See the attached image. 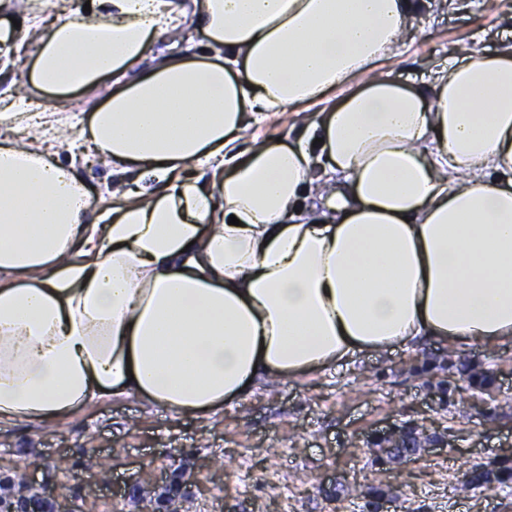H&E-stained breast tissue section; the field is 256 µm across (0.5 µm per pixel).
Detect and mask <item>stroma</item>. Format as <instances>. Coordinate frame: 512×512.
Masks as SVG:
<instances>
[{
  "instance_id": "35a3bbf8",
  "label": "stroma",
  "mask_w": 512,
  "mask_h": 512,
  "mask_svg": "<svg viewBox=\"0 0 512 512\" xmlns=\"http://www.w3.org/2000/svg\"><path fill=\"white\" fill-rule=\"evenodd\" d=\"M465 3L412 19L382 72L424 88L449 57L504 48L512 0ZM58 159L96 203L121 186L73 152ZM408 429L417 454L380 463ZM500 463L512 466L511 342L357 352L208 417L107 397L47 424L0 425V487L50 492L67 512H512V485H462L474 465Z\"/></svg>"
}]
</instances>
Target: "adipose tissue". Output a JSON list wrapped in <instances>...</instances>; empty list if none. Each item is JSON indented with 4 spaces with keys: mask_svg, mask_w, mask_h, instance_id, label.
Returning <instances> with one entry per match:
<instances>
[{
    "mask_svg": "<svg viewBox=\"0 0 512 512\" xmlns=\"http://www.w3.org/2000/svg\"><path fill=\"white\" fill-rule=\"evenodd\" d=\"M94 2L28 18L22 84L111 83L87 127L43 123L152 183L97 214L56 144L0 142V424L110 395L206 415L358 351L512 341V46L406 90L374 69L432 0ZM189 25L206 53L151 56ZM278 113L305 139L246 143Z\"/></svg>",
    "mask_w": 512,
    "mask_h": 512,
    "instance_id": "obj_1",
    "label": "adipose tissue"
}]
</instances>
